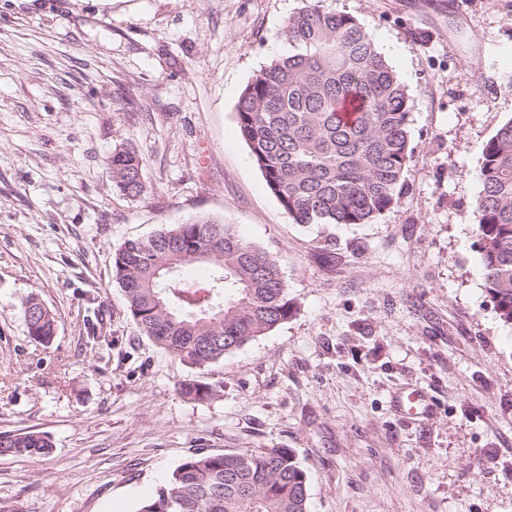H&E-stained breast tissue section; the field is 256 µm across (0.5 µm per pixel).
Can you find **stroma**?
Instances as JSON below:
<instances>
[{"label":"stroma","instance_id":"obj_1","mask_svg":"<svg viewBox=\"0 0 512 512\" xmlns=\"http://www.w3.org/2000/svg\"><path fill=\"white\" fill-rule=\"evenodd\" d=\"M305 0H0V512H137L194 453L290 449L310 512H512V329L476 273L482 148L512 119V0H322L406 85L410 159L368 224H295L236 105ZM142 157L144 191L108 159ZM197 216L267 251L294 311L200 373L144 335L124 241ZM37 294L52 344L22 316ZM421 389L427 418L399 395ZM112 182L124 195L139 196L144 191L142 182L143 159L131 148L116 149L109 159ZM23 319L34 341L43 345L53 342L56 336V320L35 294L28 295L23 302ZM50 447L48 438L40 433L0 434L1 455L37 456L45 454Z\"/></svg>","mask_w":512,"mask_h":512}]
</instances>
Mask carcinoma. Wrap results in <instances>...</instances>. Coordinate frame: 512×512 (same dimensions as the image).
<instances>
[{
  "mask_svg": "<svg viewBox=\"0 0 512 512\" xmlns=\"http://www.w3.org/2000/svg\"><path fill=\"white\" fill-rule=\"evenodd\" d=\"M289 16L280 31L288 54L272 59L247 83L237 123L250 160L295 224H367L387 211L410 158L409 95L368 34L351 16L320 0ZM112 182L139 196L143 159L119 148L109 159ZM475 245L502 323L512 329V118L487 142L478 171ZM210 274L200 285L176 272L198 251ZM113 277L127 312L168 353L204 369L293 313L276 261L213 217L163 227L114 251ZM30 337L53 342L56 320L38 296L23 302ZM198 401L213 394L200 379L182 383ZM40 433L0 434L1 455L44 454ZM138 512H309L304 469L286 448L188 457L167 488Z\"/></svg>",
  "mask_w": 512,
  "mask_h": 512,
  "instance_id": "cac0c4a2",
  "label": "carcinoma"
}]
</instances>
